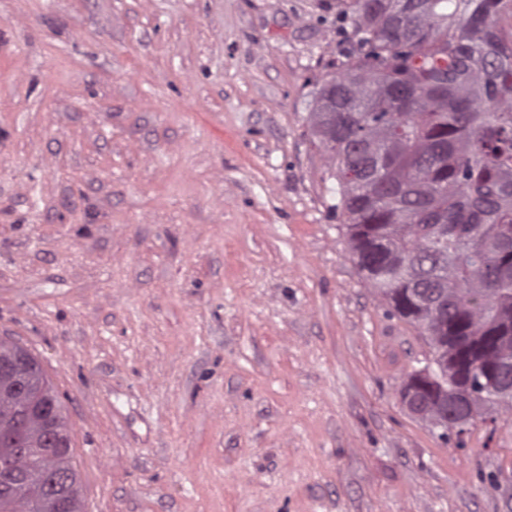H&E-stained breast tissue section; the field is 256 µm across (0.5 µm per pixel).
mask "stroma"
Segmentation results:
<instances>
[{
  "instance_id": "obj_1",
  "label": "stroma",
  "mask_w": 512,
  "mask_h": 512,
  "mask_svg": "<svg viewBox=\"0 0 512 512\" xmlns=\"http://www.w3.org/2000/svg\"><path fill=\"white\" fill-rule=\"evenodd\" d=\"M343 0H0V338L84 512H512V417L443 443L430 349L310 141ZM424 383H431L436 386V381L431 372L413 374L404 384L400 391L402 403L414 414L422 415L429 407V398L424 391Z\"/></svg>"
}]
</instances>
